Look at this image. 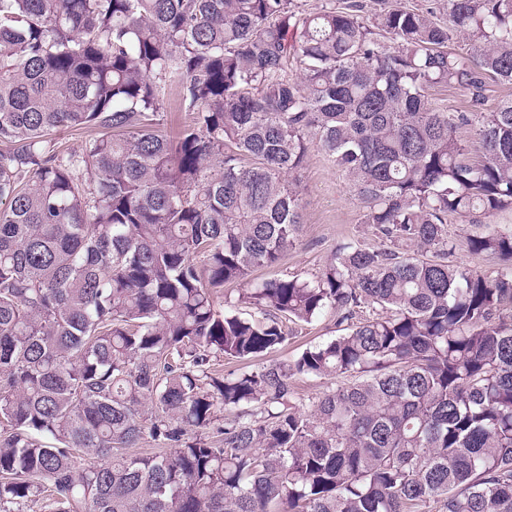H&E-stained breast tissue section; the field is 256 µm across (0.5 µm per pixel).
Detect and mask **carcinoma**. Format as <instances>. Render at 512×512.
<instances>
[{
  "instance_id": "cac0c4a2",
  "label": "carcinoma",
  "mask_w": 512,
  "mask_h": 512,
  "mask_svg": "<svg viewBox=\"0 0 512 512\" xmlns=\"http://www.w3.org/2000/svg\"><path fill=\"white\" fill-rule=\"evenodd\" d=\"M442 10L0 0V512H512V271L448 263L512 259V231L448 230L512 208V99L482 111L512 0ZM448 84L470 111L429 102ZM311 144L376 243L257 282ZM448 260L453 261L454 263L457 262L473 266L493 275L502 272H509L512 269V262L503 261L498 258L471 255L464 250L456 252V254L449 257ZM339 328L336 326V320L330 315H326L312 324L308 325H287L289 344L284 350L273 354L268 360L276 358H291L302 351L310 342L317 343L327 341L336 336Z\"/></svg>"
}]
</instances>
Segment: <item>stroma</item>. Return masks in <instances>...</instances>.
<instances>
[{"mask_svg": "<svg viewBox=\"0 0 512 512\" xmlns=\"http://www.w3.org/2000/svg\"><path fill=\"white\" fill-rule=\"evenodd\" d=\"M302 226L293 247L279 264L261 268L257 280L283 274H311L319 270L336 246L351 238H367L359 201L336 170L332 159L318 147H310L299 173ZM288 346L282 357H293L307 344L329 340L337 334L336 321L324 316L308 325H288Z\"/></svg>", "mask_w": 512, "mask_h": 512, "instance_id": "stroma-1", "label": "stroma"}]
</instances>
